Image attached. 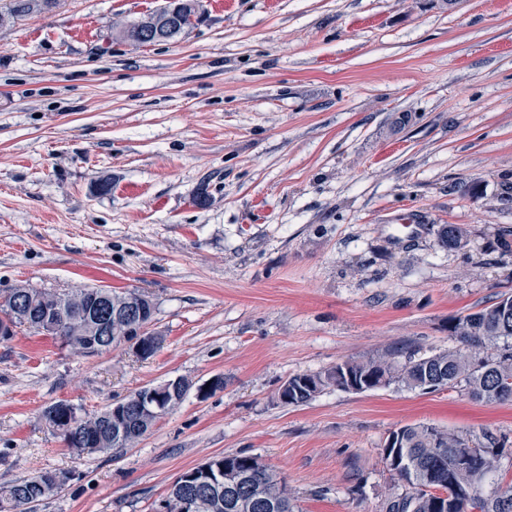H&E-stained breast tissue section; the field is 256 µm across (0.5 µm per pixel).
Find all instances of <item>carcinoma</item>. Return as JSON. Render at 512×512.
<instances>
[{
    "instance_id": "1",
    "label": "carcinoma",
    "mask_w": 512,
    "mask_h": 512,
    "mask_svg": "<svg viewBox=\"0 0 512 512\" xmlns=\"http://www.w3.org/2000/svg\"><path fill=\"white\" fill-rule=\"evenodd\" d=\"M55 0H12L7 17H24L36 8L49 10ZM440 245L448 250L465 244L463 229L455 224H443L438 230ZM86 293L57 292L52 289H32L33 300L22 311L13 308L9 293L0 294V314L14 327L36 330L38 314L46 305L76 298ZM512 296L502 297L493 305L456 317L449 326L458 346L430 356L413 353L399 362L391 359L347 360L320 373L295 374L289 377L288 406H301L313 400L329 387L345 388V374L373 390L398 382L409 389L466 391L473 400L482 402L512 401V309L504 311ZM87 328L84 317L74 311L70 323L57 337L61 346L82 356L79 332ZM150 391L142 387L116 401L131 408L138 425L128 436H112L107 425L111 407L99 412H83L72 405L52 404L44 419L72 452L92 455L108 450L131 448L158 420L156 415H144L132 400ZM393 446L383 449V461L391 474L408 486V492L393 500L389 512H512V486L487 489L490 476L497 471L499 457L507 439L485 431L481 435H463L434 425L413 424L390 432ZM212 461L231 470L248 469L259 479L261 490L244 479L232 489L242 507L226 506L227 492L216 493L206 486L189 487L183 493H170L168 512H265L257 496L281 500L280 512H295L287 485L278 474L258 458L248 455L215 456ZM69 480L67 471H44L0 487V512H33L34 504L57 494Z\"/></svg>"
}]
</instances>
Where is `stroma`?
<instances>
[{
	"label": "stroma",
	"mask_w": 512,
	"mask_h": 512,
	"mask_svg": "<svg viewBox=\"0 0 512 512\" xmlns=\"http://www.w3.org/2000/svg\"><path fill=\"white\" fill-rule=\"evenodd\" d=\"M163 2L58 0L0 27V293L139 289L164 339L145 360L0 341V486L65 470L35 512H155L183 471L244 454L297 512H388L406 488L382 448L418 423L506 436L493 479L512 485V402L275 398L454 348L452 318L512 294V0H201L178 40L115 39ZM176 378L190 390L131 448L79 457L43 419Z\"/></svg>",
	"instance_id": "stroma-1"
}]
</instances>
